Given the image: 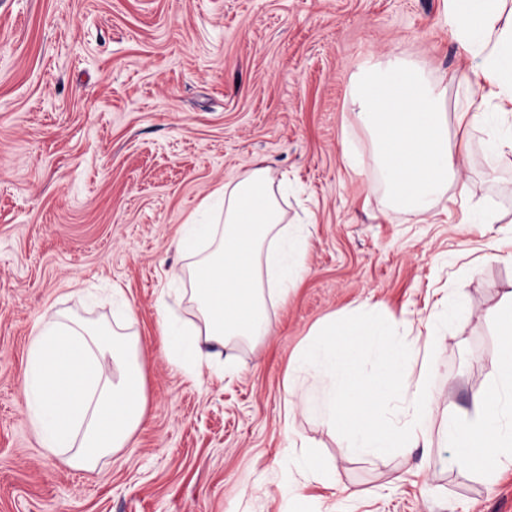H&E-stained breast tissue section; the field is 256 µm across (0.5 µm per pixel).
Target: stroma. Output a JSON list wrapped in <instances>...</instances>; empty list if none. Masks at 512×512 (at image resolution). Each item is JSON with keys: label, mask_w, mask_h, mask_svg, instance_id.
I'll return each mask as SVG.
<instances>
[{"label": "stroma", "mask_w": 512, "mask_h": 512, "mask_svg": "<svg viewBox=\"0 0 512 512\" xmlns=\"http://www.w3.org/2000/svg\"><path fill=\"white\" fill-rule=\"evenodd\" d=\"M398 57L475 84L443 0H0V512H512V466L468 470L443 429L500 357L488 311L512 291V153L470 130L455 182L426 214L395 206L352 93ZM287 178L306 246L268 336L185 374L161 323L195 320L171 274L204 198L256 163ZM492 208L466 224L457 201ZM127 302L144 357L146 417L95 470L42 448L25 402L29 339L49 308L111 323ZM359 312L430 338L425 441L376 461L289 406L333 378L288 367L327 324ZM306 456L319 475L297 470Z\"/></svg>", "instance_id": "stroma-1"}]
</instances>
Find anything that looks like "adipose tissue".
I'll list each match as a JSON object with an SVG mask.
<instances>
[{
  "instance_id": "adipose-tissue-1",
  "label": "adipose tissue",
  "mask_w": 512,
  "mask_h": 512,
  "mask_svg": "<svg viewBox=\"0 0 512 512\" xmlns=\"http://www.w3.org/2000/svg\"><path fill=\"white\" fill-rule=\"evenodd\" d=\"M447 21L475 62L477 87L465 90L455 114L447 112L448 87L411 64L393 58L366 67L353 103L369 129L380 173L392 198L416 213L428 212L455 175L459 148L450 127L483 128L493 153L512 150V20L504 0H445ZM205 205L224 211L223 224H187L175 241L189 258L195 322L164 324V350L193 373L215 347L268 335V286L288 291L304 251V239L283 222L266 167L242 172L213 190ZM499 327L501 359L492 389L476 393L466 416L449 413V447L474 468L512 462V291L492 311ZM123 309L112 325L45 310L29 346L25 371L31 422L44 448L64 465L95 466L126 446L145 417L141 349L128 333Z\"/></svg>"
}]
</instances>
